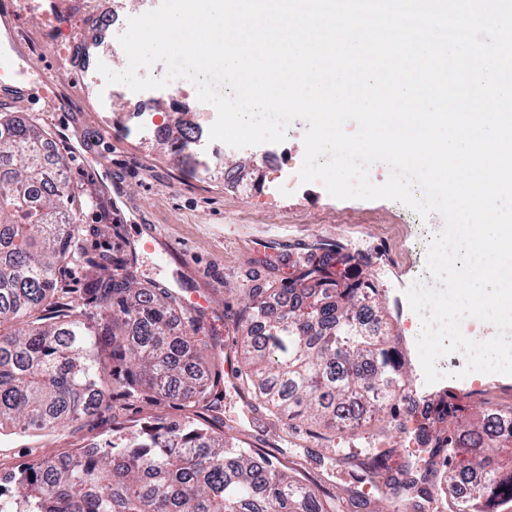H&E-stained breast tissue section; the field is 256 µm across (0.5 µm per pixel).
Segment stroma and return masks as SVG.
<instances>
[{"label":"stroma","instance_id":"stroma-1","mask_svg":"<svg viewBox=\"0 0 512 512\" xmlns=\"http://www.w3.org/2000/svg\"><path fill=\"white\" fill-rule=\"evenodd\" d=\"M12 56L28 75H49L48 98L18 104L4 89L11 72L0 71V112L32 124L54 155L67 162L70 183L81 197L77 222L83 251L119 255L135 251L142 280L155 288H176L177 276L190 279L210 310L229 311L220 325L222 362L239 363L233 313L239 312L251 288L276 287L288 277L289 258L312 255V240L321 237L352 252L366 251L380 302H387L401 282L414 285L429 277L427 255L444 220L439 214L420 218L389 200H338L322 183L302 185L291 195L260 192L276 171L250 149L227 152L224 167L198 171L186 159L171 155L161 139L120 123L124 102L106 84H92L85 73L66 67L63 59L31 52L15 40ZM111 126L104 140L102 126ZM107 165L120 181L127 202L114 213L109 196L99 190L88 165ZM237 173V185L224 180L225 168ZM121 226L114 235L112 226ZM151 249H143V242ZM224 420L234 434L299 476L323 503H331L350 474L364 460L361 449L349 447L344 433L334 440L316 431L288 439L249 388L234 383L224 388ZM159 406L132 400L120 414L102 409L98 417L76 428H63L28 439H0V467L9 469L35 457H56L112 433L113 421L125 425L158 414ZM405 411L383 410L368 428L378 448H394L416 458L419 448L404 427Z\"/></svg>","mask_w":512,"mask_h":512}]
</instances>
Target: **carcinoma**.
Instances as JSON below:
<instances>
[{
  "label": "carcinoma",
  "mask_w": 512,
  "mask_h": 512,
  "mask_svg": "<svg viewBox=\"0 0 512 512\" xmlns=\"http://www.w3.org/2000/svg\"><path fill=\"white\" fill-rule=\"evenodd\" d=\"M32 128L0 113V429L29 436L91 417L114 400L139 395L178 404L177 418L156 415L144 427L117 430L90 454L34 458L0 479V512H329L306 485L202 411H217L224 376L198 359L217 351L214 325L190 317V335L171 331L188 313L180 291L140 287L131 254L89 256L74 224L76 191L66 177L48 181L49 158ZM81 261L89 276L79 299L51 314L63 268ZM363 264L326 248L298 259L268 307L253 288L235 316L246 331V377L288 427L306 417L330 430H358L407 389L396 338L369 304L373 286L340 269ZM96 311L97 322L83 319ZM456 393L409 409L416 463L396 449L372 451L357 483H384L409 512H426L431 487L454 473L482 481L457 512H498L512 502V407L488 406L458 420Z\"/></svg>",
  "instance_id": "obj_1"
}]
</instances>
